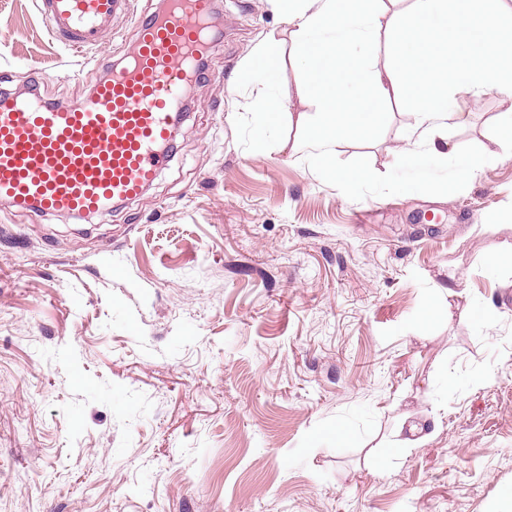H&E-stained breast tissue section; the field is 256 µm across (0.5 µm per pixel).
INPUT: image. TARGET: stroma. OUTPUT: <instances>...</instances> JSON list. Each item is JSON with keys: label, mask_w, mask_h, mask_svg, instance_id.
Here are the masks:
<instances>
[{"label": "stroma", "mask_w": 512, "mask_h": 512, "mask_svg": "<svg viewBox=\"0 0 512 512\" xmlns=\"http://www.w3.org/2000/svg\"><path fill=\"white\" fill-rule=\"evenodd\" d=\"M160 6L130 0L78 52L36 0H0V83L81 104ZM216 14L206 78L137 201L85 218L0 205V512H512V268L490 266L512 243V149L495 141L512 100L458 99L448 136L473 180L401 162V94L336 150L373 180H330L295 152L303 127L259 126L247 62L263 38L291 46L281 14ZM452 278L461 295L437 293ZM432 303L450 315L423 321ZM403 422L424 429L414 447L395 446Z\"/></svg>", "instance_id": "35a3bbf8"}]
</instances>
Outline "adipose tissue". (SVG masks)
Wrapping results in <instances>:
<instances>
[{
  "mask_svg": "<svg viewBox=\"0 0 512 512\" xmlns=\"http://www.w3.org/2000/svg\"><path fill=\"white\" fill-rule=\"evenodd\" d=\"M284 21L292 29V51L305 78L297 88L300 101L312 103L314 115L299 114L309 147L317 150L324 173L349 183L371 179L366 168L337 173L331 159L340 143L365 137L381 116L383 105L397 92L408 95L413 146L404 163L449 164L459 148L443 130L457 99L495 90L512 98V73L501 68L512 58V16H504L494 0H411L393 11L385 0H281ZM386 33L396 57L394 65L376 69V38ZM466 51L469 64L455 70L448 54ZM250 68L263 86L284 73L283 49L268 37L253 49Z\"/></svg>",
  "mask_w": 512,
  "mask_h": 512,
  "instance_id": "1",
  "label": "adipose tissue"
}]
</instances>
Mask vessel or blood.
<instances>
[{
	"instance_id": "vessel-or-blood-1",
	"label": "vessel or blood",
	"mask_w": 512,
	"mask_h": 512,
	"mask_svg": "<svg viewBox=\"0 0 512 512\" xmlns=\"http://www.w3.org/2000/svg\"><path fill=\"white\" fill-rule=\"evenodd\" d=\"M128 0H39L50 37L101 43ZM217 0H169L138 22L131 51L78 107L0 89V203L43 216L100 214L139 198L168 158L184 86L209 44Z\"/></svg>"
}]
</instances>
